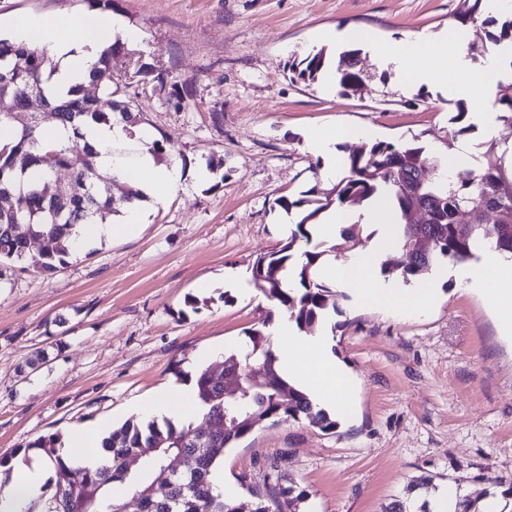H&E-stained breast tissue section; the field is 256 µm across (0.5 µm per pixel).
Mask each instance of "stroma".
Segmentation results:
<instances>
[{
	"label": "stroma",
	"mask_w": 512,
	"mask_h": 512,
	"mask_svg": "<svg viewBox=\"0 0 512 512\" xmlns=\"http://www.w3.org/2000/svg\"><path fill=\"white\" fill-rule=\"evenodd\" d=\"M89 0H0V18L90 10ZM463 0H114L111 13L143 32L142 61L168 83L190 81L182 108L153 81L117 65L112 80L142 112L179 165L184 188L144 203L132 238L104 239L53 275L0 270V455L102 420L121 425L132 406L173 393L207 352H242L247 333L281 309L252 285L255 261L288 243L298 213L276 200L322 185L309 129L374 130L399 144L420 136L441 149L458 99L405 85L361 54V93L291 80L288 65L312 55L324 32L354 28L397 41L421 32L481 42L462 25ZM220 160L208 180L196 174ZM443 264L426 311L395 316L340 299L327 327L333 353L354 379L351 415L324 431L306 418L258 425L226 449L219 468L250 512L275 483L306 490L301 512H387L462 486L474 503L512 498V338L497 316ZM248 290H239V283ZM199 301L187 307V298ZM37 368L26 361L35 352Z\"/></svg>",
	"instance_id": "obj_1"
}]
</instances>
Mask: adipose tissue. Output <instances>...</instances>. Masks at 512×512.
Wrapping results in <instances>:
<instances>
[{"label":"adipose tissue","mask_w":512,"mask_h":512,"mask_svg":"<svg viewBox=\"0 0 512 512\" xmlns=\"http://www.w3.org/2000/svg\"><path fill=\"white\" fill-rule=\"evenodd\" d=\"M16 41L54 54L59 71L55 84L64 89L83 82L88 71L97 62L102 51L114 36L136 42L141 38L134 29L121 27L116 21L100 14H22L12 20ZM326 42L345 45L362 44L370 47L374 56L392 63L406 84H428L447 87L454 95L475 101L473 119L488 136L498 131L496 114L480 95L485 84L492 81L496 64L485 61L480 68H470L466 43L452 45L413 35L392 43L375 41L363 31L344 29L328 31ZM88 142L99 152L97 161L123 182L138 187L145 195L158 202L166 201L182 189L181 169L177 165L156 163L151 154L129 156L126 148L132 139L149 140L146 129L129 131L120 122L92 123L84 127ZM374 136L367 127H327L315 129L308 137L306 147L313 155L328 160L322 174L333 179L343 176L349 168L347 156L337 153V143L369 140ZM143 221L140 202L125 205L119 221L87 225L75 243L76 249L101 238H123L134 235ZM325 277L334 282L339 291L351 294L360 303L377 305L389 312L407 315L423 311L433 299L431 284L415 288H401L382 278L370 257L358 255L350 260L327 264ZM462 276L470 290L486 297L496 308L501 334H512V264L501 261L495 251H487L483 263L464 267ZM269 332L274 341L277 366L289 381L305 392L319 408L325 411L346 412L349 406L350 379L340 369L332 354L333 340L327 334L301 335L288 316L276 318ZM137 413L159 416L176 423L201 418L195 381L178 387L175 394L162 395L137 403ZM110 423L96 427H77L70 435L72 446L78 447L79 465L98 467L103 459L102 441L110 433ZM49 475L44 463L18 464L14 479L0 497L8 502H21L38 497Z\"/></svg>","instance_id":"1"}]
</instances>
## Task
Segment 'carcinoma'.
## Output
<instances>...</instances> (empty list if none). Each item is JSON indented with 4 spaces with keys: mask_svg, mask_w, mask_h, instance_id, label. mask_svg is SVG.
Instances as JSON below:
<instances>
[{
    "mask_svg": "<svg viewBox=\"0 0 512 512\" xmlns=\"http://www.w3.org/2000/svg\"><path fill=\"white\" fill-rule=\"evenodd\" d=\"M482 0L460 12L459 21L480 23L487 30V44L469 46L473 58L484 56L489 45L512 44V17L483 16ZM131 50L115 40L100 55L89 73V82L70 88L65 94L49 91L46 76L57 69V63L46 52L28 48L0 37V97L8 98L23 108L32 95L43 96L52 107L53 118L45 123L33 121L16 126L14 140L0 148V192L8 190L12 204L0 207V264H25L51 274L66 263L70 247L85 224L104 222L108 216L145 195L133 188L116 198L108 188L95 181L97 157L95 147L84 140L81 129L93 123H109L117 119L133 128L140 122L129 103L113 87L112 63L117 56ZM327 62L325 49L288 66L291 79L304 83L317 81ZM356 51H344L336 69L342 92H357L364 82L363 71L357 68ZM191 96L190 84L173 83L168 102L176 108L184 106ZM497 120L512 125V81L498 84L492 104ZM469 112L458 106L448 118L445 148L451 150L461 137L475 130ZM54 125L67 135V143L56 146L42 136L47 125ZM82 142L86 161L75 175V184L82 188L84 204L72 206L70 193L57 201L59 214L52 215L36 186L17 189L21 175L42 174L54 165L69 160L70 143ZM444 157L430 152L418 139L401 145L379 141L365 143L349 154V175L334 184L325 195L312 187L302 197H280L278 205L286 210H301V217L290 240L276 252L263 256L252 268L257 287L289 313L300 328L315 324L338 309L336 286L317 280L315 268L328 255L348 248L355 240L356 225L340 233L339 241L327 247L318 244L304 252L305 262L297 272V284L288 285L280 273L291 264V251L299 240L311 241L312 228L320 215L330 208L346 207L370 200L381 191L390 195L391 204L400 216L398 242L407 249L415 238L424 235L432 240L428 254L416 257L403 267L391 260L381 263V272L406 282L421 280L432 269L444 263L464 264L479 259L480 247L487 246L512 261V145L492 142L483 153L473 155L470 169L451 179L430 178L428 171L442 167ZM421 209L429 217L426 224H413L410 214ZM472 212L470 222L463 224L459 212ZM15 224L27 225L24 236L13 234ZM42 240L38 256L30 254L28 239ZM249 344L242 355L244 367L260 361L266 367L268 380L261 383L249 377L242 380L250 396L236 400L224 399V384L210 376V368L198 371V397L204 409L200 424L189 422L176 427L166 421L128 420L112 429L102 444L104 464L95 468L76 467L59 448V437L50 435L33 444L16 449L10 456L0 457V488L11 480L15 460L38 450L49 463L53 476L51 492L30 502L23 512H124L123 496L116 487L142 502L141 512H239L238 505L224 498L216 479V470L223 462L224 450L251 433L263 421H287L300 416L322 430L333 429L336 422L322 409L316 408L301 390L289 384L277 371L270 339L264 330L248 332ZM130 455L142 457L140 467L131 471L125 466ZM183 456L177 467L170 459ZM166 487L162 496H152L155 485ZM307 498L304 490L282 487L268 498H260L253 512H298Z\"/></svg>",
    "mask_w": 512,
    "mask_h": 512,
    "instance_id": "obj_1",
    "label": "carcinoma"
}]
</instances>
